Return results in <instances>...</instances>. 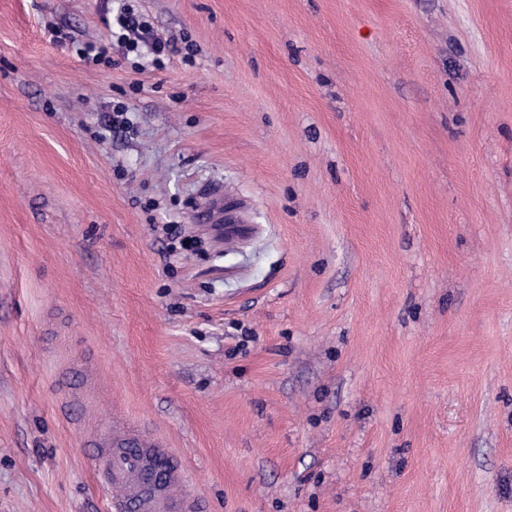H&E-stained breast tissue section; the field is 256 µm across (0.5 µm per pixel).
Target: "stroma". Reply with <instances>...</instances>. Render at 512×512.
I'll list each match as a JSON object with an SVG mask.
<instances>
[{
    "mask_svg": "<svg viewBox=\"0 0 512 512\" xmlns=\"http://www.w3.org/2000/svg\"><path fill=\"white\" fill-rule=\"evenodd\" d=\"M126 422L199 512H512V0H0V512ZM117 42L129 52L137 51L140 44L150 45L153 55H161L165 50L171 51L170 44L164 42L161 37L155 35L150 24L143 20L141 15L124 9V12L115 19Z\"/></svg>",
    "mask_w": 512,
    "mask_h": 512,
    "instance_id": "stroma-1",
    "label": "stroma"
}]
</instances>
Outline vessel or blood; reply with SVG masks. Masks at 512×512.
Here are the masks:
<instances>
[{
	"instance_id": "vessel-or-blood-1",
	"label": "vessel or blood",
	"mask_w": 512,
	"mask_h": 512,
	"mask_svg": "<svg viewBox=\"0 0 512 512\" xmlns=\"http://www.w3.org/2000/svg\"><path fill=\"white\" fill-rule=\"evenodd\" d=\"M102 439L96 474L104 486L122 490L113 512H130L135 505L141 512H197V500L180 491L181 468L161 437L145 428L113 426Z\"/></svg>"
}]
</instances>
